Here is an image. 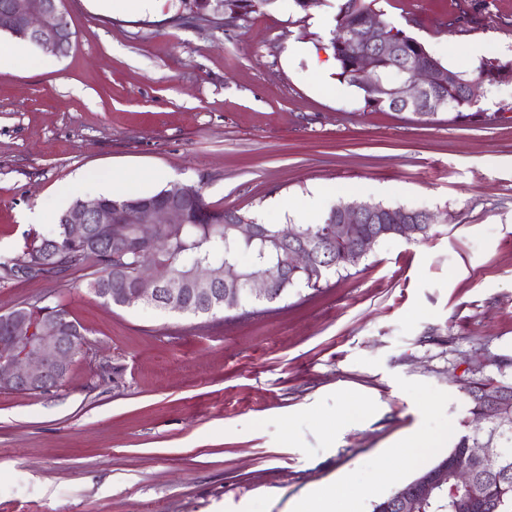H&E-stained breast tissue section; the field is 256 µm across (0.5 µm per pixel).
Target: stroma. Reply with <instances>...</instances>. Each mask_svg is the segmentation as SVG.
I'll return each mask as SVG.
<instances>
[{
  "instance_id": "1",
  "label": "stroma",
  "mask_w": 512,
  "mask_h": 512,
  "mask_svg": "<svg viewBox=\"0 0 512 512\" xmlns=\"http://www.w3.org/2000/svg\"><path fill=\"white\" fill-rule=\"evenodd\" d=\"M335 4L278 0L229 26L179 23L180 0L139 14L66 0L64 56L0 31L39 61L0 72V263L54 229L58 188L83 172L154 173L150 192L185 184L265 224L312 221L325 185L329 206L436 217L427 239L382 240L321 290L213 318L107 304L76 274L0 280V314L44 298L87 339L56 388H0V512H288L329 482L335 512H372L402 433L430 438L403 462L410 479L452 447L469 381L512 380V82L495 88L498 123L317 89L311 59L288 52L329 48L316 19ZM379 7L449 67L512 64V0Z\"/></svg>"
}]
</instances>
